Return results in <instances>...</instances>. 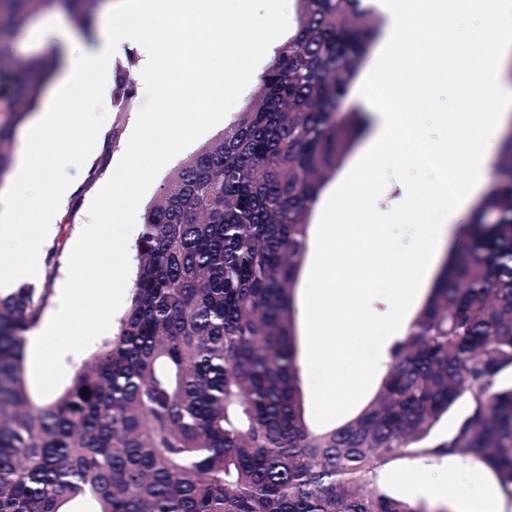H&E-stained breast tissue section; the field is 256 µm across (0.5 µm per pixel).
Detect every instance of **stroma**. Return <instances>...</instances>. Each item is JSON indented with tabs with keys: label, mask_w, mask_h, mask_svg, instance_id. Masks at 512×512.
Returning a JSON list of instances; mask_svg holds the SVG:
<instances>
[{
	"label": "stroma",
	"mask_w": 512,
	"mask_h": 512,
	"mask_svg": "<svg viewBox=\"0 0 512 512\" xmlns=\"http://www.w3.org/2000/svg\"><path fill=\"white\" fill-rule=\"evenodd\" d=\"M68 15L60 8L49 5L29 21L23 36L13 42V51L21 56L51 47H60L63 41L82 39ZM143 104L141 97H133L126 111H119L113 88H106L104 106L106 121L96 146L89 157L90 164L99 166L100 175L89 179L87 171L68 167L67 172L78 180L81 188L69 200L46 248L54 257L45 262L42 273L30 278L29 284L38 289L57 290L67 278L68 257L82 229L89 222V207L97 192L106 183L121 158L129 137L132 114ZM459 102L450 78L438 76L434 90L428 95H417L414 110L422 119L424 132L441 135L438 115L457 111ZM457 470V485L445 486L443 478L448 470ZM380 489L424 502L431 512H480L479 505L488 495L498 493L494 474L472 456L456 455L444 458L405 456L383 471L377 481Z\"/></svg>",
	"instance_id": "stroma-1"
}]
</instances>
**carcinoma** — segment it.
<instances>
[{
    "label": "carcinoma",
    "mask_w": 512,
    "mask_h": 512,
    "mask_svg": "<svg viewBox=\"0 0 512 512\" xmlns=\"http://www.w3.org/2000/svg\"><path fill=\"white\" fill-rule=\"evenodd\" d=\"M51 2L87 31L102 0H0V182L13 127L56 74V53L10 42ZM296 4L253 102L146 212L117 332L49 402L23 366L47 291L0 294V512L82 498L94 512H430L374 488L379 473L468 453L512 499V134L373 399L338 427L308 420L293 290L313 209L365 122L342 107L384 17L363 0ZM133 65L114 78L120 106Z\"/></svg>",
    "instance_id": "1"
}]
</instances>
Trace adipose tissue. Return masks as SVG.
Wrapping results in <instances>:
<instances>
[{
    "instance_id": "1",
    "label": "adipose tissue",
    "mask_w": 512,
    "mask_h": 512,
    "mask_svg": "<svg viewBox=\"0 0 512 512\" xmlns=\"http://www.w3.org/2000/svg\"><path fill=\"white\" fill-rule=\"evenodd\" d=\"M135 23L112 31L80 49L77 65L61 58L63 85L80 81L106 86L111 80L112 54L129 47L140 57L138 89L148 95L160 91L157 79L168 60L182 52L186 30L202 26L206 39L197 42L189 66L202 95L230 101L239 93L241 77L250 73L257 48L274 30L276 12L254 13L252 0H121ZM386 21L385 38L377 59L369 69L368 91L360 99L367 114L360 165L378 172H399L421 166L422 161L402 137L415 129L413 113L398 114L386 106L374 89L391 66L409 65L420 85H427L433 66L457 76V97L462 111L443 118V135L429 139L431 153L443 165L465 175L466 183L456 194H448L442 184L423 189L405 188L403 197L387 218L372 216L364 224L344 207L329 205L323 216V232L317 249L319 272L316 303L309 314L317 335L327 337L322 352L335 356L344 348V336L356 320L347 308L345 283L339 276L336 255L350 245L374 249L387 221L408 220L417 224L414 254L405 260L406 290H414L422 276L441 255L444 243L466 215L468 195L486 181L497 154L499 140L512 125V81L506 68L512 61V0H473L475 8L490 20L489 25L457 33V0H369ZM438 18L449 32L447 48H440L431 31L414 24L415 16ZM155 18L158 28L146 33L137 18ZM226 50L224 70L210 73L204 59L215 49ZM488 77L491 106L483 112L469 111L471 79Z\"/></svg>"
}]
</instances>
